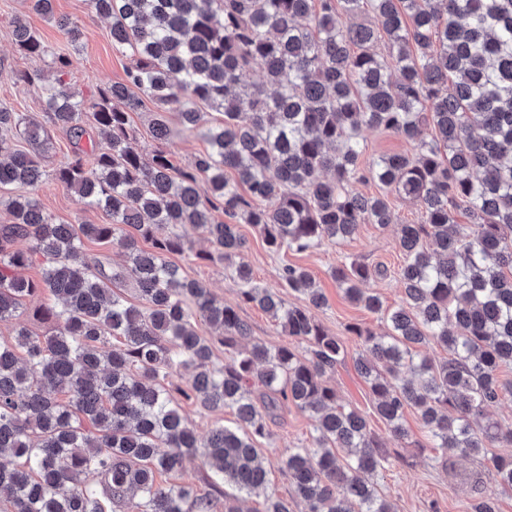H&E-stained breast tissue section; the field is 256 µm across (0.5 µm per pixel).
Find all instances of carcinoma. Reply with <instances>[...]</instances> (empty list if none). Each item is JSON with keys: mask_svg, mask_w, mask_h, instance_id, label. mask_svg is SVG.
<instances>
[{"mask_svg": "<svg viewBox=\"0 0 512 512\" xmlns=\"http://www.w3.org/2000/svg\"><path fill=\"white\" fill-rule=\"evenodd\" d=\"M53 2L29 0L30 10L56 20L77 47L79 25L55 19ZM88 2L112 19V46L135 61L126 82L89 104L64 79L73 60L63 51L51 58L53 85L40 69L15 74L41 93L42 119L0 106V189L23 188L7 201L12 223L0 226V323L12 324L11 338H0V459L10 457L0 464V512H219L221 485L266 488L257 443L290 404L316 421L313 447L290 448L282 460L305 512H395L372 482L392 467L390 456L366 416L338 403L327 383L347 348L316 318L323 289L296 265L282 279L303 303L257 285L240 233L250 224L272 251L305 252L343 242L362 224L394 223L387 196L353 189L369 178L422 213L420 223L398 225L402 305L385 309L366 287L385 268L345 260L333 271L350 302L387 324L380 335L346 326L362 349L356 368L373 413L402 440L405 410L415 409L439 462L471 458L499 492H512V456L493 452L512 443V427L489 417L512 401L503 378L512 368V0ZM362 13L373 23H346ZM11 26L21 53L47 54L25 18ZM255 65L264 81L249 85ZM146 99L190 133L205 111L222 115L190 166L162 149L146 164L132 148L130 113ZM88 113L107 147L75 149L54 179L111 223H57L37 197L47 177L38 156L57 128L82 136ZM13 128L33 151L2 136ZM366 128L414 143L415 153L361 168ZM218 210L225 220L214 218ZM459 211L469 223L456 222ZM187 224L287 343L239 348L249 327L235 307L168 260L184 250ZM159 228L168 235L155 236ZM84 239L117 246L128 264L106 273L88 261ZM38 257L40 280L19 275ZM128 281L138 304L121 292ZM43 291L58 304L41 310L52 330L39 336L20 316L24 299ZM199 320L221 331L224 363L198 334ZM432 343L448 359L419 356ZM181 370L192 373L187 388L168 381ZM185 402L229 409L236 425L201 441ZM197 456L214 468L212 492L157 483ZM91 473L101 481L87 482ZM470 509L498 512L481 479ZM263 512L293 509L267 493Z\"/></svg>", "mask_w": 512, "mask_h": 512, "instance_id": "1", "label": "carcinoma"}]
</instances>
